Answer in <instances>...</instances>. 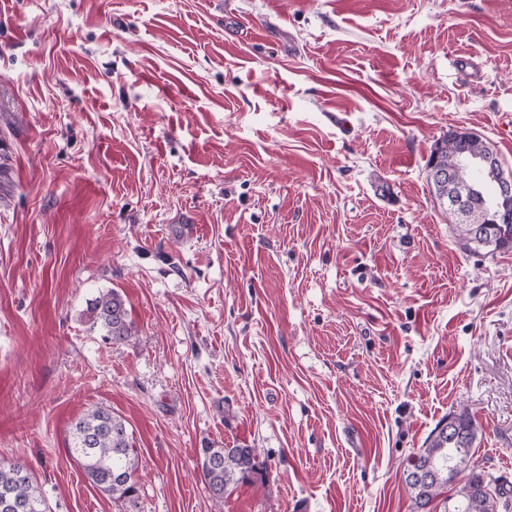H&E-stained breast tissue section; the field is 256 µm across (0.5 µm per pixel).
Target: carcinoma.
I'll return each instance as SVG.
<instances>
[{"label": "carcinoma", "mask_w": 512, "mask_h": 512, "mask_svg": "<svg viewBox=\"0 0 512 512\" xmlns=\"http://www.w3.org/2000/svg\"><path fill=\"white\" fill-rule=\"evenodd\" d=\"M487 149L479 137L467 138L453 130L436 143L428 164L452 167L458 163L462 151L481 154ZM463 176L476 187L477 200L486 202L483 217L493 219L498 203L494 194L487 191L491 182L472 167L466 169ZM448 215L466 249L498 250L512 246V223L493 224L491 238L477 239L472 236V225L457 222L452 211ZM88 316L114 344L126 343L132 336L133 326L125 302L115 291L96 297L88 308ZM448 417L456 422L455 431L451 434L431 431L423 448L411 457L404 471L413 512H427L439 499L443 512H499L501 509L512 512V489L471 461L470 450L479 432L472 416L462 409ZM68 453L103 494L117 502H133L138 498V449L125 421L111 409L95 407L72 423ZM215 456L220 457V462H209ZM199 463L216 499L224 498L226 492L240 485L265 478L270 470L268 463L257 461L256 450L247 446L203 448ZM462 472L466 473V479L452 502L444 493ZM13 503L29 505L35 512H48L46 499L27 466L19 461L0 459V512H10L5 505Z\"/></svg>", "instance_id": "1"}]
</instances>
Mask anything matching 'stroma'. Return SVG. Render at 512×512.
Here are the masks:
<instances>
[{"instance_id": "35a3bbf8", "label": "stroma", "mask_w": 512, "mask_h": 512, "mask_svg": "<svg viewBox=\"0 0 512 512\" xmlns=\"http://www.w3.org/2000/svg\"><path fill=\"white\" fill-rule=\"evenodd\" d=\"M458 128L512 170V0H0V459L50 512H411L466 409L512 483V249L461 248L427 181ZM97 406L136 503L66 450ZM213 446L270 473L217 500ZM93 326H99L112 344H122L132 336V322L124 300L115 291H107L96 297L88 308Z\"/></svg>"}]
</instances>
